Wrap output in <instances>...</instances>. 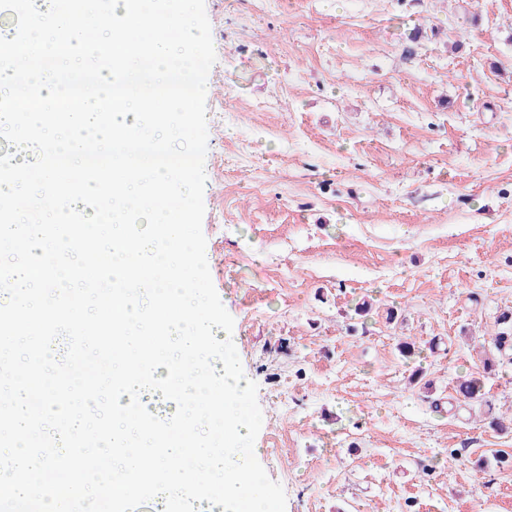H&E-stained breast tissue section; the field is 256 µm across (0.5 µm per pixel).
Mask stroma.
Wrapping results in <instances>:
<instances>
[{
  "label": "stroma",
  "mask_w": 512,
  "mask_h": 512,
  "mask_svg": "<svg viewBox=\"0 0 512 512\" xmlns=\"http://www.w3.org/2000/svg\"><path fill=\"white\" fill-rule=\"evenodd\" d=\"M205 9L206 257L286 512H512V364L454 390L512 309V0ZM479 372L469 375L467 378L456 381L455 392L457 399L465 404L477 401L483 398V380Z\"/></svg>",
  "instance_id": "obj_1"
}]
</instances>
